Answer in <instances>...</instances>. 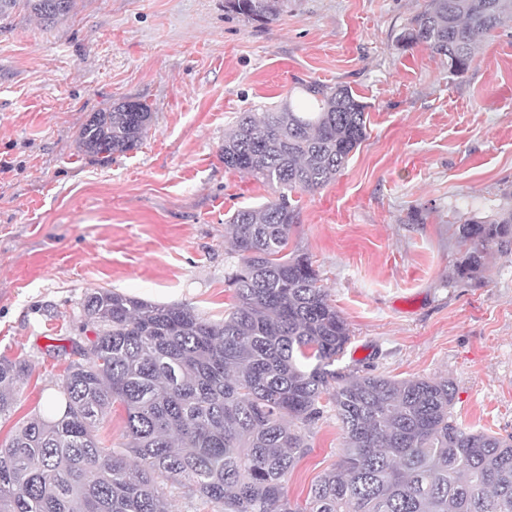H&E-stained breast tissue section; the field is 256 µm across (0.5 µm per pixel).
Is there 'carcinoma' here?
Instances as JSON below:
<instances>
[{
    "label": "carcinoma",
    "instance_id": "carcinoma-1",
    "mask_svg": "<svg viewBox=\"0 0 512 512\" xmlns=\"http://www.w3.org/2000/svg\"><path fill=\"white\" fill-rule=\"evenodd\" d=\"M48 0H0V20L25 10L45 24ZM284 0H225L269 22ZM512 27V0H428L396 38L465 74L479 43ZM311 110L285 99L246 112L224 134V168L246 173L273 197L226 219L237 259L225 281L235 302L211 321L99 288L83 303L63 401L24 421L0 445V512H169L164 486L222 512H512V438L461 427L446 378L394 380L334 369L351 340L310 258L288 250L298 223L292 194L327 185L367 136V105L351 88L300 83ZM150 107L126 99L96 112L79 135L86 154L109 158L139 146ZM466 247L456 276L478 279L489 250L512 243V211L458 225ZM26 365L0 357V416L15 405ZM124 408V448L100 446L96 427ZM343 432L338 463L291 503L288 477L307 451L303 431L327 412Z\"/></svg>",
    "mask_w": 512,
    "mask_h": 512
}]
</instances>
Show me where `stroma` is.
<instances>
[{"instance_id": "1", "label": "stroma", "mask_w": 512, "mask_h": 512, "mask_svg": "<svg viewBox=\"0 0 512 512\" xmlns=\"http://www.w3.org/2000/svg\"><path fill=\"white\" fill-rule=\"evenodd\" d=\"M425 4L287 0L266 24L224 0H75L54 26L19 11L0 27V357L31 367L0 444L60 388L92 289L223 320L224 222L271 197L225 170L224 134L310 81L351 87L368 112L341 174L296 195L292 241L350 329L341 366L449 378L458 423L512 436V247L490 250L480 281L455 276L457 225L512 209V28L452 80L396 44ZM125 98L153 113L138 148L81 152L93 113ZM305 436L300 504L342 448L330 413Z\"/></svg>"}]
</instances>
